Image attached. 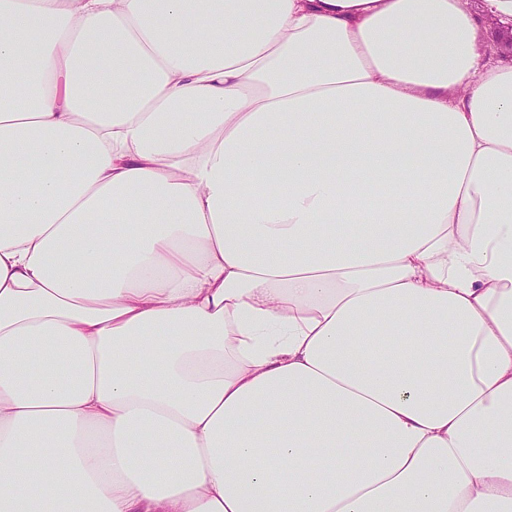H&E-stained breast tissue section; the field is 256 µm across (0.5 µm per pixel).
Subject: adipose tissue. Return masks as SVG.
Masks as SVG:
<instances>
[{
  "instance_id": "obj_1",
  "label": "adipose tissue",
  "mask_w": 512,
  "mask_h": 512,
  "mask_svg": "<svg viewBox=\"0 0 512 512\" xmlns=\"http://www.w3.org/2000/svg\"><path fill=\"white\" fill-rule=\"evenodd\" d=\"M512 0H0V512H512Z\"/></svg>"
}]
</instances>
